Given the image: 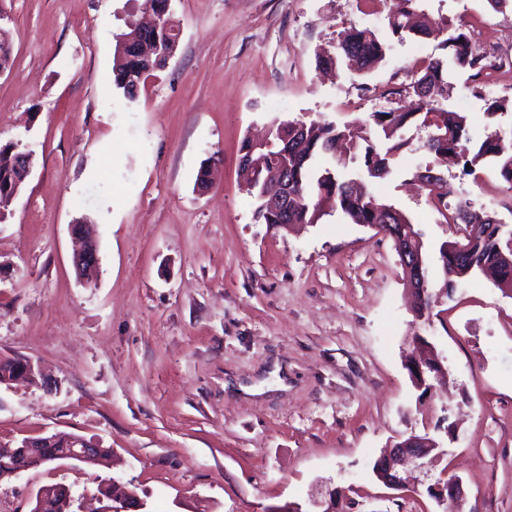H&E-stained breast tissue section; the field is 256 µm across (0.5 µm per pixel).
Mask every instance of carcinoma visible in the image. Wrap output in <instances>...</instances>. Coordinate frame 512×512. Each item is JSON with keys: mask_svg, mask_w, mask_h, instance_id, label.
<instances>
[{"mask_svg": "<svg viewBox=\"0 0 512 512\" xmlns=\"http://www.w3.org/2000/svg\"><path fill=\"white\" fill-rule=\"evenodd\" d=\"M399 5L388 20L392 37L404 41L408 37L437 38L443 31L434 29L418 13L419 0H398ZM175 21L171 13L165 12V21L152 31H144L134 23L126 25L119 38L133 36L150 39L159 45V52L151 58L138 55L133 47H127L114 65L113 83L123 96L134 99L130 86L142 80L149 72L164 70L161 52L172 36ZM447 50L442 58L425 61L412 70L411 81L404 92L417 98L410 110L390 109L370 114L373 123L389 141L394 134L422 117L421 125L430 129L425 143L427 151L440 167L459 166L468 175L481 163H489L512 189V130H498L483 139L473 150L469 142L467 116L450 106L423 98L426 88H448V75L453 71L469 73V79L477 81L486 74L487 53L479 51L463 28H456L442 40ZM390 45L371 28H352L339 41L336 51L327 55L317 54V65L328 68L341 61L350 64L358 76H364L382 63ZM478 96L485 101L486 112L496 115L512 111V100L489 97L483 92ZM369 129L365 125L346 123L339 127L325 120H274L271 125V140L274 147L252 144L246 140L240 151L249 159L254 169V182L248 193L255 199L254 215L259 223L315 224L327 210H338L354 224L375 225L377 232L396 243L403 236L421 237L412 220L392 205L383 203L369 188V181L390 174V158L400 148L392 144L380 152L371 145L361 147L368 141ZM343 139L350 152L364 151L363 160L366 177L353 178L344 173L346 163L340 159L328 160L327 153L332 144ZM18 153L9 144L0 146V195L15 187L22 178L18 166ZM288 181L290 198L288 212L266 205L264 195L279 185L280 177ZM432 205L442 212L444 223L466 224L471 250L462 257L447 251L450 241L439 247L446 285H452L460 275L480 272L491 274L496 287L512 288V237L505 235L501 222L487 215L471 213L470 202H458L453 214H448V196L454 193L448 181L443 180L425 187ZM49 449L41 445V439L33 438L30 444H18L11 452H0V474L23 466L32 465Z\"/></svg>", "mask_w": 512, "mask_h": 512, "instance_id": "cac0c4a2", "label": "carcinoma"}]
</instances>
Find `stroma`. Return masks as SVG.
Instances as JSON below:
<instances>
[{"instance_id": "obj_1", "label": "stroma", "mask_w": 512, "mask_h": 512, "mask_svg": "<svg viewBox=\"0 0 512 512\" xmlns=\"http://www.w3.org/2000/svg\"><path fill=\"white\" fill-rule=\"evenodd\" d=\"M396 0H171L181 39L134 100L113 86L116 35L144 0H0L11 55L0 71V143L34 153L0 213V359L34 380L0 384V444L75 433L113 451L101 465L43 466L0 484V512H31L63 484L93 512L121 478L146 512H272L344 488L364 512H444L428 484L459 476L476 512H512V295L483 276L432 305L427 336L448 394L420 399L404 367L420 324L392 241L341 212L318 223H255L239 169L245 138L273 119H368L407 108L415 61L439 40L392 42L365 77L322 75L321 49L350 27L387 34ZM438 25L486 26L484 50L512 54V11L487 0H420ZM449 103L473 143L512 128L466 76ZM428 130L376 193L413 221L436 255L455 225L411 185L433 163ZM219 173L199 188L202 165ZM472 208L512 230V191L491 164L444 172ZM95 224L99 269L83 285L71 226ZM457 422L448 453L392 490L372 467L382 448ZM0 384L9 383L17 378H29L35 374L33 364L24 359H1Z\"/></svg>"}]
</instances>
